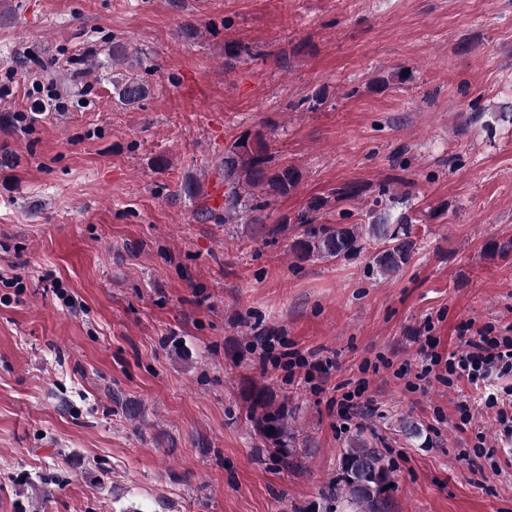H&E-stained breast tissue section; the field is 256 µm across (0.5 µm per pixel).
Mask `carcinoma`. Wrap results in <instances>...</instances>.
Segmentation results:
<instances>
[{
  "mask_svg": "<svg viewBox=\"0 0 512 512\" xmlns=\"http://www.w3.org/2000/svg\"><path fill=\"white\" fill-rule=\"evenodd\" d=\"M125 63L124 71L112 76V87L125 105L138 104L149 94V84L139 72L138 57L124 50L112 54V65ZM220 180L224 182V204L215 209L209 205L199 208V218L216 224L239 223L242 214L249 213L250 235L255 239L277 234L295 225L292 251L299 260L311 257L339 259L356 255L363 242L372 238L383 242V249L373 257L376 271L392 275L406 265L413 250L408 232L376 215L381 200L369 209V224H325L319 221L320 211L328 204L323 198L311 200L306 209L293 218H285L278 226L266 224V211L272 198L295 188L299 171L290 166L270 167L268 144L262 135L245 134L224 147L219 165ZM248 418L256 430L269 441L282 459L288 458V413L272 404L262 394L254 396ZM394 482L393 467L378 448L356 438L341 453L340 473L328 490L329 496L344 506L343 512H388L389 484Z\"/></svg>",
  "mask_w": 512,
  "mask_h": 512,
  "instance_id": "1",
  "label": "carcinoma"
}]
</instances>
